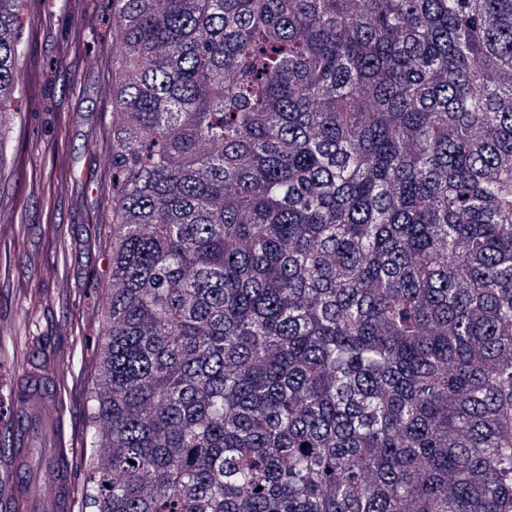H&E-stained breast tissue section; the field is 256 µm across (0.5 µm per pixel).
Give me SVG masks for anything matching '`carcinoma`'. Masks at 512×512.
Instances as JSON below:
<instances>
[{"mask_svg":"<svg viewBox=\"0 0 512 512\" xmlns=\"http://www.w3.org/2000/svg\"><path fill=\"white\" fill-rule=\"evenodd\" d=\"M112 9L86 512H512V0Z\"/></svg>","mask_w":512,"mask_h":512,"instance_id":"carcinoma-1","label":"carcinoma"}]
</instances>
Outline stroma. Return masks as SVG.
I'll use <instances>...</instances> for the list:
<instances>
[{
  "instance_id": "obj_1",
  "label": "stroma",
  "mask_w": 512,
  "mask_h": 512,
  "mask_svg": "<svg viewBox=\"0 0 512 512\" xmlns=\"http://www.w3.org/2000/svg\"><path fill=\"white\" fill-rule=\"evenodd\" d=\"M96 18L94 27L84 15ZM28 54L0 127V485L29 347L61 353L74 510L85 512L87 396L98 372L112 257L111 0H23Z\"/></svg>"
}]
</instances>
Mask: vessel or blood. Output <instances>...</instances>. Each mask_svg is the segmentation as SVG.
Wrapping results in <instances>:
<instances>
[{
	"instance_id": "1",
	"label": "vessel or blood",
	"mask_w": 512,
	"mask_h": 512,
	"mask_svg": "<svg viewBox=\"0 0 512 512\" xmlns=\"http://www.w3.org/2000/svg\"><path fill=\"white\" fill-rule=\"evenodd\" d=\"M58 358L34 347L25 375L16 385L22 395V416L18 446L11 467L26 472V454L35 442L45 450V494L43 497L12 495L0 499V512H70L72 508L70 472L66 463L73 453L63 432L59 400L54 389Z\"/></svg>"
}]
</instances>
